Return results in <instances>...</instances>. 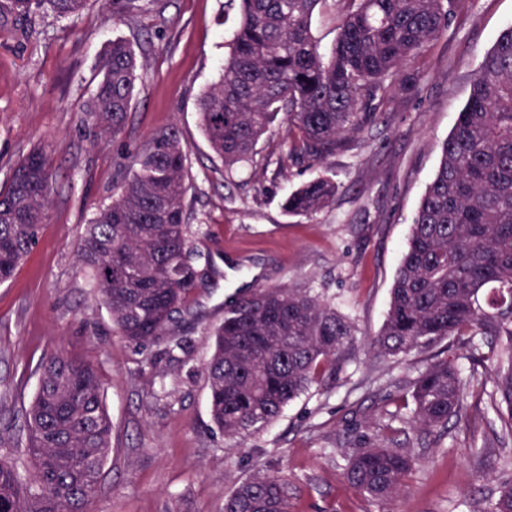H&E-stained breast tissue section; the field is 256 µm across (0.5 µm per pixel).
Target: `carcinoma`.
I'll list each match as a JSON object with an SVG mask.
<instances>
[{
    "mask_svg": "<svg viewBox=\"0 0 512 512\" xmlns=\"http://www.w3.org/2000/svg\"><path fill=\"white\" fill-rule=\"evenodd\" d=\"M241 17L218 79L198 98L202 132L231 177L253 161L277 117L287 123L288 162L322 164L350 148L362 130L387 119L397 93L409 94L422 58L474 0H236ZM331 5L338 33L327 53L312 34L315 12ZM87 0H0V35L28 39L42 11L80 14ZM149 66L123 38L109 42L101 78L85 105L95 137L124 131L137 82ZM188 154L174 125L138 150L112 199L85 225L78 265L114 331L145 345L184 348L174 314L187 307L200 275L189 240ZM336 180L322 174L290 194L284 209L314 216L331 206ZM51 161L35 149L0 190V283L36 245L49 217ZM202 368L212 420L228 439L278 419L289 403L351 358L356 331L312 288L260 287L229 301L212 331ZM468 337L472 359L488 363L501 430L512 439V27L503 30L475 73L468 100L440 146L437 170L412 220L411 235L379 333L369 339L390 357ZM466 384L439 353L409 386L411 421L448 431ZM32 471L0 454V512H90L112 452V419L98 369L59 350L39 367L24 414ZM415 463L409 448L354 449L349 484L381 501L402 493ZM224 512H288L281 476L256 471L224 497ZM488 512H512V485Z\"/></svg>",
    "mask_w": 512,
    "mask_h": 512,
    "instance_id": "1",
    "label": "carcinoma"
}]
</instances>
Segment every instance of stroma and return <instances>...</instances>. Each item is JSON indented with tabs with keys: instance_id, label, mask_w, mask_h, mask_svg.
<instances>
[{
	"instance_id": "1",
	"label": "stroma",
	"mask_w": 512,
	"mask_h": 512,
	"mask_svg": "<svg viewBox=\"0 0 512 512\" xmlns=\"http://www.w3.org/2000/svg\"><path fill=\"white\" fill-rule=\"evenodd\" d=\"M105 0L81 15H37L24 42L0 39V190L33 149L52 161L49 218L13 277L0 284V434L18 436L42 359L64 350L92 362L105 383L114 426L93 512H224L235 484L258 470L288 484L289 512H485L512 482V447L494 445L497 418L459 344L466 383L462 419L444 435L413 425L386 429L427 363L376 354L413 216L440 160V145L464 107L471 80L496 37L512 26V0H475L420 62L415 93L396 97L386 121L324 165L279 173L285 126L275 122L252 164L225 180L199 126L198 96L219 76L238 23L227 0ZM129 40L150 56L123 134L91 140L82 122L104 46ZM177 124L189 159L192 242L202 279L190 313L176 323L184 350L139 349L112 332L76 254L83 226L109 201L151 133ZM334 177V203L312 217L285 198L321 174ZM312 288L355 325L353 357L335 382L314 387L243 447L213 425L201 372L224 303L260 285ZM412 449L401 496L382 503L345 478L346 455L364 443Z\"/></svg>"
}]
</instances>
